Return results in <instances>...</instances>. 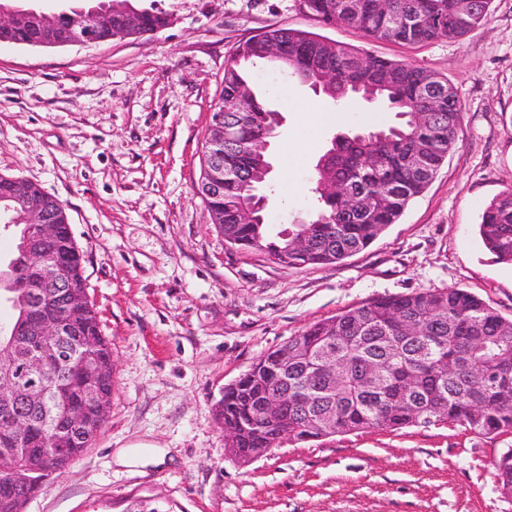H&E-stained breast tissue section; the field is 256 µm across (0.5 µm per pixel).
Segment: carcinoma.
I'll use <instances>...</instances> for the list:
<instances>
[{
	"label": "carcinoma",
	"instance_id": "obj_1",
	"mask_svg": "<svg viewBox=\"0 0 512 512\" xmlns=\"http://www.w3.org/2000/svg\"><path fill=\"white\" fill-rule=\"evenodd\" d=\"M301 3L324 26H348L373 39L417 45L443 36L460 38L484 25L491 0H469L466 6L463 0ZM76 16L70 7L65 14L57 10L16 17L10 27L0 29V43L56 41ZM166 23L165 15L146 9L140 29L129 32L106 24L99 38L152 33ZM273 43L278 52L272 56ZM255 59L271 63L335 104L356 97L366 102L382 100L399 117L397 124L385 129L335 135L315 165L316 183L335 184L341 191L318 195L311 222L291 224L274 237L263 222L238 220L240 211L260 194L272 166L268 154L240 147L275 133L273 111L257 98L244 73L243 65ZM223 96L224 126L234 131L224 141V167L214 169L207 158H201L200 180L213 174L224 178V194L205 200L210 221L237 249L264 252L280 263L297 265L339 263L366 249L397 223L455 147L463 120L462 103L448 80L313 33L282 28H270L239 43L224 67ZM354 195L369 202L365 213L348 210ZM34 209L47 215V223L58 226L71 250L66 276L75 304L65 318L85 339L97 367L90 373H74L64 360L49 364L51 373H70V385L51 397L48 413L38 415L26 440H16L0 415V449H9L7 462L0 466V512H24L47 478L43 469L64 470L92 446L104 423L94 411L89 412L90 424L71 440L59 438L54 428V418L81 399L83 386H95L106 403L112 396V352L87 296L82 258L63 202L31 181L0 174V223L18 228L17 254L7 267H0V297L7 296L15 311L12 327L22 325L24 306L38 302L31 294L25 253ZM479 235L498 261L512 265V189L487 204ZM300 236L305 251L296 256L289 251V243ZM286 344L288 359H294L300 348L308 361L320 346L328 345L347 366V373L333 386L325 376H306L300 362L288 365V391L296 399L288 401L281 422L264 429L250 426L258 418V402L274 393L262 373H247L237 388L224 390V398L215 404V418L222 429L237 432V449L230 451L236 459L266 451L282 430L288 431L290 441L317 440L321 434L309 431L306 420L330 410L336 412L338 435L365 429L424 428L427 416L434 426H459L478 436L512 434V320L464 289H423L379 297L310 325ZM444 358L452 364L448 373ZM365 364L380 369L375 391L363 372ZM480 367L490 376L478 377ZM494 469L498 488L512 492V448L495 459Z\"/></svg>",
	"mask_w": 512,
	"mask_h": 512
}]
</instances>
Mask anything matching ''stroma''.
Listing matches in <instances>:
<instances>
[{
  "mask_svg": "<svg viewBox=\"0 0 512 512\" xmlns=\"http://www.w3.org/2000/svg\"><path fill=\"white\" fill-rule=\"evenodd\" d=\"M166 14L143 36L52 49L0 44V174L67 207L86 289L112 349V399L93 446L44 480L25 512H512L493 463L512 436L452 426L369 429L284 443L241 464L214 405L227 385L309 325L375 298L462 288L512 320V265L478 226L512 189V0L462 38L408 46L324 27L299 0H134ZM273 27L303 30L437 74L463 104L462 130L398 223L328 266L287 267L230 248L197 192L200 151L236 46ZM279 113L265 221L314 215L315 161L343 131L395 121L331 103L268 63L249 69Z\"/></svg>",
  "mask_w": 512,
  "mask_h": 512,
  "instance_id": "35a3bbf8",
  "label": "stroma"
}]
</instances>
